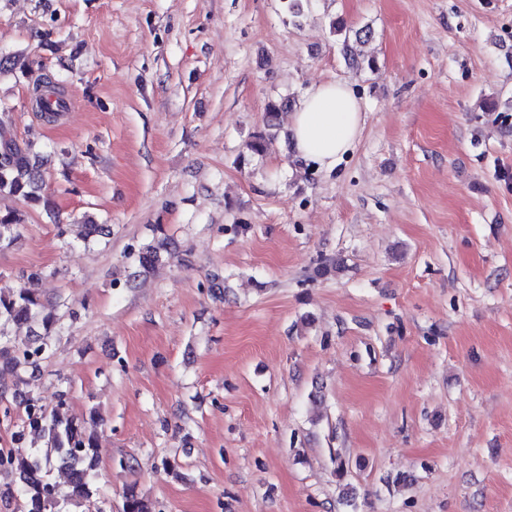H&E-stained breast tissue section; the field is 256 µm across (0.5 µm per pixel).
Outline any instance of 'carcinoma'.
<instances>
[{
  "mask_svg": "<svg viewBox=\"0 0 512 512\" xmlns=\"http://www.w3.org/2000/svg\"><path fill=\"white\" fill-rule=\"evenodd\" d=\"M51 97H62L58 83L44 81L43 92L37 105L46 114L54 113L48 106ZM287 103H272L267 108L266 131L252 136L246 143V152L261 155L267 149L270 130L277 127L281 110ZM40 155L36 152L35 139L18 141L10 129L0 123V197L7 195L27 203L38 205L43 201L42 184L36 177ZM22 221L14 210H0V247L12 245L19 237ZM42 305L31 288H20L8 295L0 294V337L8 335L12 324H40L49 330L50 320L41 316ZM51 347V337L37 336L25 348L0 344V370L8 368L36 369L38 361ZM30 432L44 442V450L27 453L19 449H0V467L18 473L22 484L24 503L22 512H61L60 502L81 504L90 497L89 477L97 459L95 435L85 421L75 417L61 416L36 401L27 405L23 432ZM66 470L70 475L69 489L62 493L49 479L54 468Z\"/></svg>",
  "mask_w": 512,
  "mask_h": 512,
  "instance_id": "1",
  "label": "carcinoma"
}]
</instances>
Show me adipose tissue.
Here are the masks:
<instances>
[{"label": "adipose tissue", "mask_w": 512, "mask_h": 512, "mask_svg": "<svg viewBox=\"0 0 512 512\" xmlns=\"http://www.w3.org/2000/svg\"><path fill=\"white\" fill-rule=\"evenodd\" d=\"M365 124V111L353 89L330 81L312 86L288 118L296 157L330 170L355 149Z\"/></svg>", "instance_id": "ef3b65f1"}]
</instances>
